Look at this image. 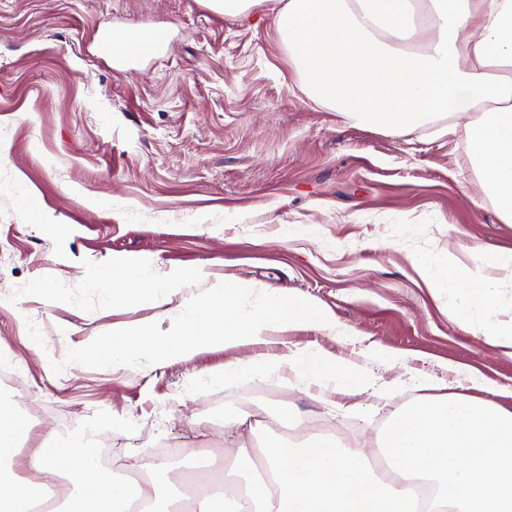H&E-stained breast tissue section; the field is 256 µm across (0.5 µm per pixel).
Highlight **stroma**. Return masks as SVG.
Returning <instances> with one entry per match:
<instances>
[{
    "label": "stroma",
    "mask_w": 512,
    "mask_h": 512,
    "mask_svg": "<svg viewBox=\"0 0 512 512\" xmlns=\"http://www.w3.org/2000/svg\"><path fill=\"white\" fill-rule=\"evenodd\" d=\"M268 5L231 17L205 0H0V382L36 432L98 427L101 447L178 440L171 465L233 460L226 410H246L242 441L261 432L328 437L377 459L384 425L417 399L337 390L244 406L245 383L217 376L257 344L215 346L186 362L144 358L73 366L88 336L175 317L180 304L246 280L327 309L332 328L281 335L282 353L321 347L377 384L426 376L449 392L512 411V348L483 328L512 318V282L473 310L427 286L414 260L512 250V223L479 189L469 116L404 135L347 122L311 101L279 44ZM166 25L168 47L133 68L96 49L97 27ZM34 195L33 206L21 201ZM159 276L201 268L162 303L113 307L88 280L106 266ZM65 288L60 301L33 281ZM376 346L396 354L380 364Z\"/></svg>",
    "instance_id": "stroma-1"
}]
</instances>
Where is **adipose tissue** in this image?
Segmentation results:
<instances>
[{"label": "adipose tissue", "instance_id": "1", "mask_svg": "<svg viewBox=\"0 0 512 512\" xmlns=\"http://www.w3.org/2000/svg\"><path fill=\"white\" fill-rule=\"evenodd\" d=\"M272 22L282 46L304 78L315 103L345 120L394 135L413 132L458 114L477 113L468 128L469 155L484 195L512 223V0H284ZM429 287L458 294L464 307L490 302L502 278L512 279V250L474 253L467 266L443 257L423 264ZM184 268L158 277L144 263L105 267L91 286L116 306L169 297L200 276ZM251 283H225L221 292L183 302L168 330L143 322L113 331L108 341L88 338L72 348L73 364L94 359L119 367L150 358L160 363L188 360L202 348L245 342L266 352L225 363V382L288 376L302 389L350 391L366 377L320 348L275 352L279 332L295 325L327 328L334 317L322 306L281 290H264L243 303ZM35 449L21 455L20 444ZM91 438L33 434L28 418L0 403V512H31L50 488H60L58 512H180L182 488L203 474L181 472L169 485L151 474L156 465L142 456L144 477L120 480L94 459Z\"/></svg>", "mask_w": 512, "mask_h": 512}]
</instances>
